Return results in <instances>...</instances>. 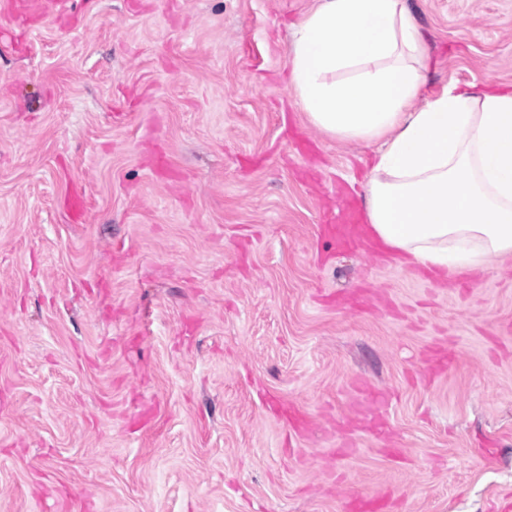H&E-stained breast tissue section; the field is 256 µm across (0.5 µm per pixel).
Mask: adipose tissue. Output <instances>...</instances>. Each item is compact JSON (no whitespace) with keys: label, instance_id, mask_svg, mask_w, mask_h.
Listing matches in <instances>:
<instances>
[{"label":"adipose tissue","instance_id":"1","mask_svg":"<svg viewBox=\"0 0 512 512\" xmlns=\"http://www.w3.org/2000/svg\"><path fill=\"white\" fill-rule=\"evenodd\" d=\"M288 83L310 124L376 148L373 233L449 274L512 257V89L426 94L431 53L407 0H318L290 28Z\"/></svg>","mask_w":512,"mask_h":512}]
</instances>
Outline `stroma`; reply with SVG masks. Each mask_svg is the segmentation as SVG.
<instances>
[{"instance_id": "stroma-1", "label": "stroma", "mask_w": 512, "mask_h": 512, "mask_svg": "<svg viewBox=\"0 0 512 512\" xmlns=\"http://www.w3.org/2000/svg\"><path fill=\"white\" fill-rule=\"evenodd\" d=\"M314 0L0 16V512H488L512 264L439 284L320 236L372 147L287 83ZM428 89L512 84V0H408ZM84 189L86 221L63 206Z\"/></svg>"}]
</instances>
